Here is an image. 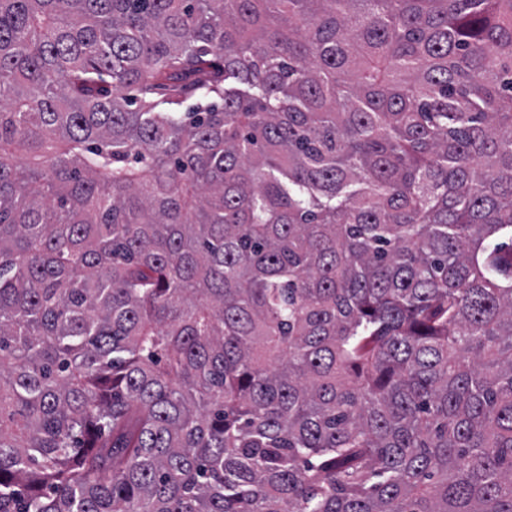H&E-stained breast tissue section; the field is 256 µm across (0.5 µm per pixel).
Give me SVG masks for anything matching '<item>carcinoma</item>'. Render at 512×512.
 I'll use <instances>...</instances> for the list:
<instances>
[{"mask_svg": "<svg viewBox=\"0 0 512 512\" xmlns=\"http://www.w3.org/2000/svg\"><path fill=\"white\" fill-rule=\"evenodd\" d=\"M0 512H512V0H0Z\"/></svg>", "mask_w": 512, "mask_h": 512, "instance_id": "obj_1", "label": "carcinoma"}]
</instances>
